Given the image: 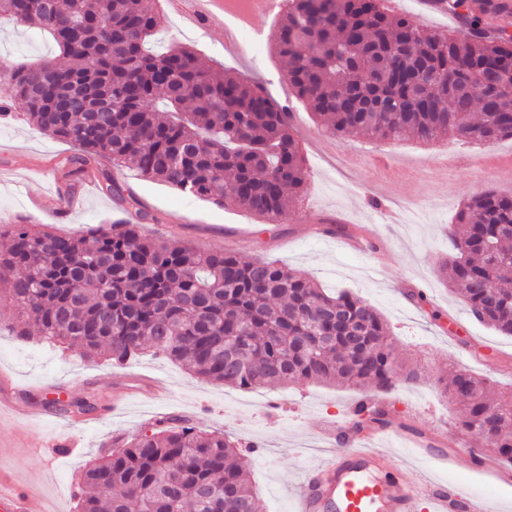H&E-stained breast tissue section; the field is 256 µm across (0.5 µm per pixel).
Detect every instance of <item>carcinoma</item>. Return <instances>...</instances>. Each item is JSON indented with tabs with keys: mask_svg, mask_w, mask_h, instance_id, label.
Masks as SVG:
<instances>
[{
	"mask_svg": "<svg viewBox=\"0 0 512 512\" xmlns=\"http://www.w3.org/2000/svg\"><path fill=\"white\" fill-rule=\"evenodd\" d=\"M158 0H0V19L49 33L67 64L0 60V116L20 101L39 132L142 177L259 218L279 221L305 191L308 170L289 108L254 80L186 46L145 45L160 22ZM470 0H448L462 23L433 32L383 0H289L275 50L288 86L329 137L385 142L406 133L431 142L512 139V110L485 105L495 71L512 86V36L489 29ZM67 112L51 101L75 94ZM0 252V297L16 307L14 331L35 326L50 342L117 363L152 350L209 381L239 388L327 382L387 392L397 370L389 328L360 296L329 293L285 265L240 261L224 249L159 241L124 222L90 237L11 224ZM451 290L471 314L512 336V196L486 190L448 229ZM453 373L445 392L464 405L461 428L512 463V396ZM386 406L365 402L351 428L388 426ZM81 512H262L234 441L174 419L100 450L84 474ZM110 494L101 492L102 486Z\"/></svg>",
	"mask_w": 512,
	"mask_h": 512,
	"instance_id": "cac0c4a2",
	"label": "carcinoma"
}]
</instances>
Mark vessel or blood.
Here are the masks:
<instances>
[{
    "label": "vessel or blood",
    "mask_w": 512,
    "mask_h": 512,
    "mask_svg": "<svg viewBox=\"0 0 512 512\" xmlns=\"http://www.w3.org/2000/svg\"><path fill=\"white\" fill-rule=\"evenodd\" d=\"M382 429L351 436L339 452L312 463L293 512H500L463 486L431 483L406 466L387 470ZM29 491L0 479V512H38Z\"/></svg>",
    "instance_id": "vessel-or-blood-1"
}]
</instances>
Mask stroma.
Returning a JSON list of instances; mask_svg holds the SVG:
<instances>
[{"label":"stroma","mask_w":512,"mask_h":512,"mask_svg":"<svg viewBox=\"0 0 512 512\" xmlns=\"http://www.w3.org/2000/svg\"><path fill=\"white\" fill-rule=\"evenodd\" d=\"M255 28L267 40L260 58L227 53L224 24L209 20L191 27L171 9L150 42L153 51L169 45L194 47L212 61L216 73L232 71L260 79L292 112V132L309 169L308 189L275 224L233 207L191 197L132 169L98 159L76 171L72 144L51 138L21 118L22 107L0 120V225L35 224L62 235L86 236L100 225L147 214L151 237L175 238L202 250L221 247L243 260H277L329 290H349L374 305L388 324L395 354L415 367L414 381H397L385 404L415 430L442 432L448 444L465 441L469 452L453 466L416 454L397 435L382 437L391 461L410 463L439 484H462L479 496L512 507V483L493 480L472 454L478 442L459 427L461 407L446 396L445 382L458 370L489 377L495 391L512 393V337L471 319L462 299L441 276L448 258V226L459 206L486 190L512 194V174L478 181L469 164L480 154L512 153V141L475 147L455 139L434 144L406 136L396 142L368 137L332 139L320 135L313 114L284 78L286 67L273 49L278 20L255 16ZM47 36L0 20V56L36 63L58 57ZM353 150L369 156L354 170H339L331 160ZM121 187V198L101 189L104 175ZM358 235H371L367 252L342 247L332 235L338 216ZM414 283L424 299L412 301ZM16 310L0 302V371L22 386L31 407L29 419L4 420L14 440L0 445V459L19 483L58 512H77L80 475L100 449L115 438L130 439L171 415L189 420L198 431L225 433L244 448V459L264 512H292V490L302 481L320 441V420L339 414L358 391L327 383L272 384L241 389L207 381L164 356L145 353L118 364L103 357L91 361L47 342L38 334L12 332ZM145 377L166 394L128 398L111 411L125 381ZM92 405L79 412L76 401ZM75 440L68 448L64 439Z\"/></svg>","instance_id":"35a3bbf8"}]
</instances>
